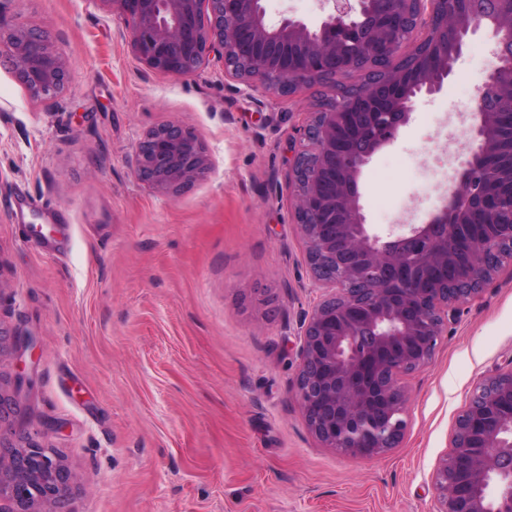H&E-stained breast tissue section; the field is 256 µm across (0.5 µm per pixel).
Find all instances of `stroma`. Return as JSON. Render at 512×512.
I'll use <instances>...</instances> for the list:
<instances>
[{
	"mask_svg": "<svg viewBox=\"0 0 512 512\" xmlns=\"http://www.w3.org/2000/svg\"><path fill=\"white\" fill-rule=\"evenodd\" d=\"M266 19L317 26L319 0H263ZM47 32L63 91L35 99L0 59V437L30 438L78 484L57 512H438L433 476L474 388L512 369V260L458 305L431 360L404 376L397 448L362 459L325 447L294 395L304 322L326 295L294 214L288 139L333 88L281 96L205 61L159 74L132 54L102 0H0ZM496 36H468L440 92L363 170L379 234L425 223L460 173ZM170 122L195 129L209 166L178 191L138 182L135 146ZM34 336L18 352L13 332Z\"/></svg>",
	"mask_w": 512,
	"mask_h": 512,
	"instance_id": "1",
	"label": "stroma"
}]
</instances>
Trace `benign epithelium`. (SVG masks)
<instances>
[{"mask_svg":"<svg viewBox=\"0 0 512 512\" xmlns=\"http://www.w3.org/2000/svg\"><path fill=\"white\" fill-rule=\"evenodd\" d=\"M130 24L134 56L159 74L190 75L214 57L236 56L245 67L224 71L275 92L293 91L352 71L383 73L392 111L372 112V132L360 129L356 96L338 92L303 128L290 176L295 216L315 280L330 294L304 330L295 395L310 432L326 447L372 458L396 447L406 426L403 376L426 364L455 305L476 297L488 280L490 255L512 246V201L495 210L496 232L464 240L452 225L482 208L477 203L498 152L496 112L475 113L474 142L453 197L425 224L383 239L369 232L361 206L362 167L410 118L418 93L442 88L464 39L486 22L473 0H330L332 11L312 29L284 18L266 21L261 0H102ZM495 30L498 65L478 89L512 102V0H499ZM420 30L418 40L410 38ZM409 50H403L405 44ZM37 98H51L68 80L63 55L48 37L13 28L0 12V55ZM207 168L196 131L179 123L148 130L134 155L138 180L179 188ZM448 273L449 296L423 295L416 283ZM76 479L64 464L27 441L0 452V512H56ZM440 512H512V370L480 385L462 414L453 450L437 468Z\"/></svg>","mask_w":512,"mask_h":512,"instance_id":"benign-epithelium-1","label":"benign epithelium"}]
</instances>
